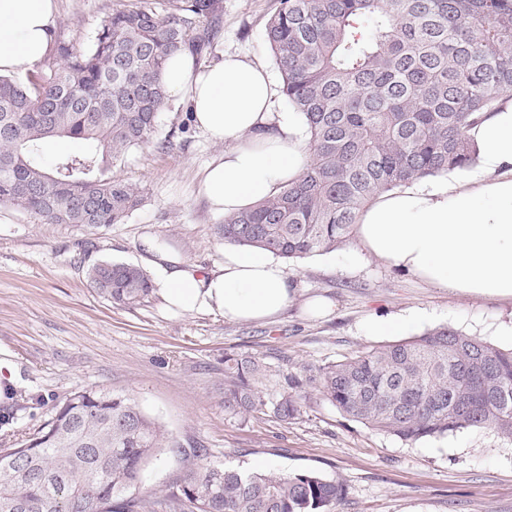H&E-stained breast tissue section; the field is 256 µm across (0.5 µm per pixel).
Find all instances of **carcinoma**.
I'll use <instances>...</instances> for the list:
<instances>
[{
  "label": "carcinoma",
  "mask_w": 512,
  "mask_h": 512,
  "mask_svg": "<svg viewBox=\"0 0 512 512\" xmlns=\"http://www.w3.org/2000/svg\"><path fill=\"white\" fill-rule=\"evenodd\" d=\"M223 13V0L116 10L88 48L59 42L26 77L0 75V205L47 224L124 223L143 190L104 170L156 136L166 62L206 54ZM265 36L285 100L309 125L310 158L297 182L224 218L216 234L292 261L346 245L378 195L474 166L469 129L512 96V0H279ZM50 141L82 147L48 156ZM88 281L117 307L153 291L123 262L92 266ZM271 376L255 356L224 354V411L246 421L266 407L288 424L310 386L345 417L405 442L475 428L512 442V349L452 327L289 374L267 402ZM167 447L132 398L83 388L39 431L0 448V512H331L344 498L318 472L239 471L203 448L177 491L159 498L144 475Z\"/></svg>",
  "instance_id": "1"
}]
</instances>
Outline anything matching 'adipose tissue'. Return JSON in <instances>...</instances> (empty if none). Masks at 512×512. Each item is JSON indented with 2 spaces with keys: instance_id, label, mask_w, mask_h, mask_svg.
Listing matches in <instances>:
<instances>
[{
  "instance_id": "obj_1",
  "label": "adipose tissue",
  "mask_w": 512,
  "mask_h": 512,
  "mask_svg": "<svg viewBox=\"0 0 512 512\" xmlns=\"http://www.w3.org/2000/svg\"><path fill=\"white\" fill-rule=\"evenodd\" d=\"M55 24L53 0H0V73H24L46 58ZM163 81L188 99L196 125L223 154L204 170L200 193L211 209L232 215L275 196L302 174L310 131L302 113L274 109L269 72L238 54L196 65L171 58ZM478 172L430 188L413 183L378 196L355 226L358 251L437 288L512 298V97L469 131ZM152 264L169 308L260 321L291 301L288 274L273 255L228 246L208 273L154 242Z\"/></svg>"
}]
</instances>
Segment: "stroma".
Segmentation results:
<instances>
[{"label":"stroma","mask_w":512,"mask_h":512,"mask_svg":"<svg viewBox=\"0 0 512 512\" xmlns=\"http://www.w3.org/2000/svg\"><path fill=\"white\" fill-rule=\"evenodd\" d=\"M54 2L53 41L82 50L106 16L137 0ZM278 5L224 0L220 32L201 64L240 53L280 81L264 36ZM187 109L186 101L169 99L158 143L132 149L111 166L112 178L139 183L145 193L124 223L92 231L0 205V448L38 431L74 391L97 386L133 398L176 442L147 474L157 490L172 488L186 456L204 448L211 459L246 472H319L345 488L334 512H512V443L492 430L406 443L347 419L310 388L289 424L269 413L243 422L224 411L227 352L257 356L274 370L264 389L270 398L301 367L440 325L511 347V299L433 287L356 252L351 242L286 263L291 303L264 321L175 312L156 292L118 308L89 288L87 270L99 261L153 273L148 246L155 239L201 270L223 264L216 235L223 217L210 210L199 182L225 147L197 127L181 132ZM315 296L331 300V314L307 312ZM402 318L401 331H369Z\"/></svg>","instance_id":"stroma-1"}]
</instances>
